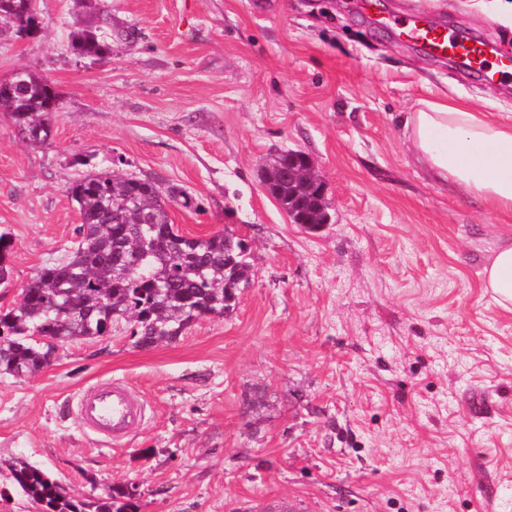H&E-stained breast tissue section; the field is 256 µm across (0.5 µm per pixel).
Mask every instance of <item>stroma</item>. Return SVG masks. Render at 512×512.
I'll return each mask as SVG.
<instances>
[{
    "mask_svg": "<svg viewBox=\"0 0 512 512\" xmlns=\"http://www.w3.org/2000/svg\"><path fill=\"white\" fill-rule=\"evenodd\" d=\"M512 57V24L479 0H377ZM41 27L0 26V78L26 68L60 100L47 143L0 112V308L64 259L69 186L89 167L188 195L173 224L238 227L253 274L224 319L135 348L126 324L61 348L43 372L0 374V512H38L9 461L96 500L135 486L140 512H512V307L483 269L512 211L434 179L406 113L462 101L512 113V75L476 73L377 25L360 0H38ZM111 54L84 57L74 31ZM308 154L331 219L292 222L262 171ZM130 384L145 422L123 446L71 406Z\"/></svg>",
    "mask_w": 512,
    "mask_h": 512,
    "instance_id": "obj_1",
    "label": "stroma"
}]
</instances>
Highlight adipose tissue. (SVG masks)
I'll use <instances>...</instances> for the list:
<instances>
[{
  "label": "adipose tissue",
  "mask_w": 512,
  "mask_h": 512,
  "mask_svg": "<svg viewBox=\"0 0 512 512\" xmlns=\"http://www.w3.org/2000/svg\"><path fill=\"white\" fill-rule=\"evenodd\" d=\"M406 124L421 160L440 181L494 208L512 210V120L472 111L463 103H427ZM485 285L512 305V245L483 270Z\"/></svg>",
  "instance_id": "adipose-tissue-1"
}]
</instances>
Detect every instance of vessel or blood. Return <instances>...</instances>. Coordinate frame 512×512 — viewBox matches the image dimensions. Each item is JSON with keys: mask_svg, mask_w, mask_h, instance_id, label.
Masks as SVG:
<instances>
[{"mask_svg": "<svg viewBox=\"0 0 512 512\" xmlns=\"http://www.w3.org/2000/svg\"><path fill=\"white\" fill-rule=\"evenodd\" d=\"M384 26L413 40L430 54L450 55L475 72L486 71L489 54L481 42H468L460 33L442 31L416 14L404 20L384 19ZM77 417L84 430L108 438L112 445H123L138 431L145 417V404L139 392L118 380L100 382L77 396Z\"/></svg>", "mask_w": 512, "mask_h": 512, "instance_id": "b4317fda", "label": "vessel or blood"}]
</instances>
